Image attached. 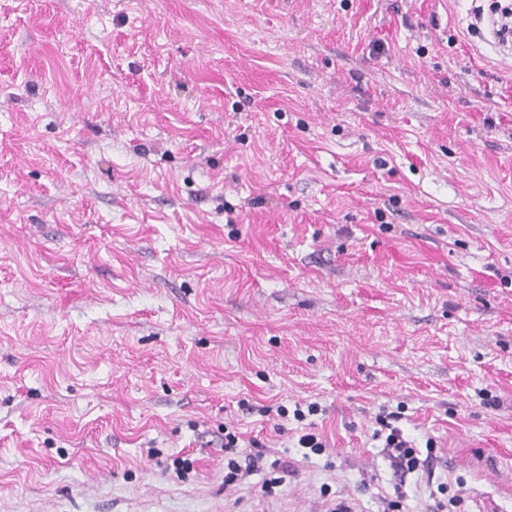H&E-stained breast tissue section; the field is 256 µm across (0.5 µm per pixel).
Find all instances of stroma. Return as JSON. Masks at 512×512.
<instances>
[{
    "mask_svg": "<svg viewBox=\"0 0 512 512\" xmlns=\"http://www.w3.org/2000/svg\"><path fill=\"white\" fill-rule=\"evenodd\" d=\"M472 8L0 0V512H377L389 412L512 512V55ZM228 429L288 485L225 487Z\"/></svg>",
    "mask_w": 512,
    "mask_h": 512,
    "instance_id": "1",
    "label": "stroma"
}]
</instances>
